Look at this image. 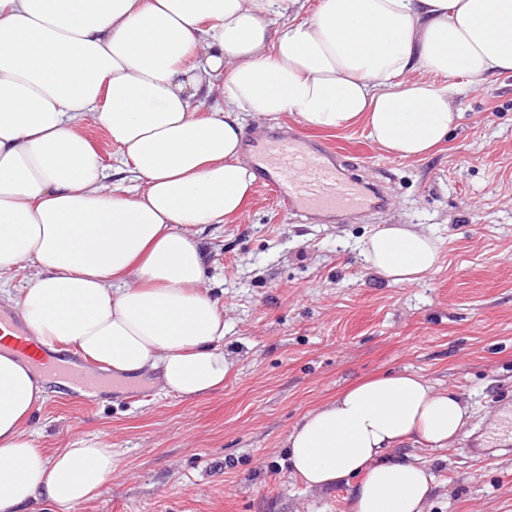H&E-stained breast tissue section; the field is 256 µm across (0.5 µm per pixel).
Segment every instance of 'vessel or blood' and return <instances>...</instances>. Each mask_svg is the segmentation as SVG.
Returning a JSON list of instances; mask_svg holds the SVG:
<instances>
[{
    "label": "vessel or blood",
    "mask_w": 512,
    "mask_h": 512,
    "mask_svg": "<svg viewBox=\"0 0 512 512\" xmlns=\"http://www.w3.org/2000/svg\"><path fill=\"white\" fill-rule=\"evenodd\" d=\"M257 159L264 167L261 184L273 192L283 212L315 209L333 213L366 202L359 189L342 175L336 164L335 149L327 146L310 149L303 136L294 134L260 143ZM1 346L39 362L45 372L62 371L54 353L32 338L20 315L0 314ZM65 374L85 396H93L100 386L95 366L79 364Z\"/></svg>",
    "instance_id": "vessel-or-blood-1"
}]
</instances>
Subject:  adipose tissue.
Returning a JSON list of instances; mask_svg holds the SVG:
<instances>
[{"mask_svg":"<svg viewBox=\"0 0 512 512\" xmlns=\"http://www.w3.org/2000/svg\"><path fill=\"white\" fill-rule=\"evenodd\" d=\"M294 2L0 0V277L30 266L14 303L45 344L156 371L184 398L222 389L232 362L200 234L254 188L247 122L362 121L387 153L423 158L457 125L461 79L512 74V0H317L301 22L286 18ZM87 121L108 130L117 166L81 134ZM113 175L135 190L110 188ZM360 248L395 284L440 260L417 224ZM43 401L29 363L0 352V512L86 503L112 478L111 449L36 447L27 425ZM468 419L455 392L391 371L308 412L285 446L308 488L354 482L351 512H424L429 467L392 450L447 448Z\"/></svg>","mask_w":512,"mask_h":512,"instance_id":"1","label":"adipose tissue"}]
</instances>
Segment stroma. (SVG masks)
<instances>
[{
  "label": "stroma",
  "instance_id": "35a3bbf8",
  "mask_svg": "<svg viewBox=\"0 0 512 512\" xmlns=\"http://www.w3.org/2000/svg\"><path fill=\"white\" fill-rule=\"evenodd\" d=\"M460 123L433 154L401 159L355 125L324 131L291 119L247 134L298 133L339 153L376 206L313 218L282 212L255 188L239 219L203 232L205 281L224 313V387L185 399L149 378L87 398L48 379L30 429L45 453L92 440L116 467L100 496L29 512H349L351 488H307L284 443L310 410L391 369L423 376L467 404L456 443L407 444L434 474L426 512H512V449H498L500 402L512 399V75L462 86ZM388 224H419L441 242L437 270L404 286L367 271L359 242ZM492 450L467 447L482 423Z\"/></svg>",
  "mask_w": 512,
  "mask_h": 512
}]
</instances>
